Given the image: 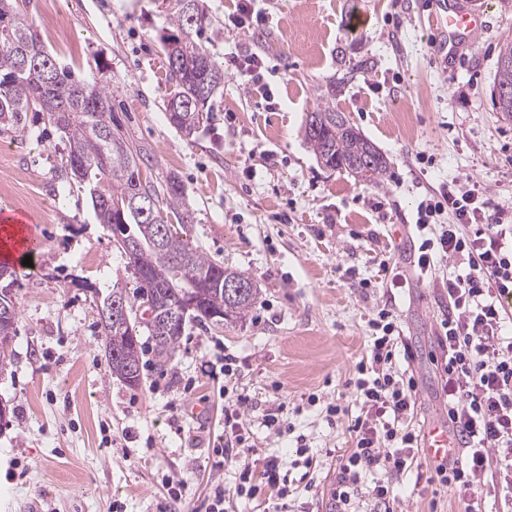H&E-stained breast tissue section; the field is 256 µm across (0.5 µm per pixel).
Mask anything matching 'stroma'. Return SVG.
Instances as JSON below:
<instances>
[{
  "label": "stroma",
  "instance_id": "1",
  "mask_svg": "<svg viewBox=\"0 0 512 512\" xmlns=\"http://www.w3.org/2000/svg\"><path fill=\"white\" fill-rule=\"evenodd\" d=\"M199 36L224 85L208 122L184 138L167 121L162 0H17L46 51L79 79L112 94L113 116L142 146L144 178L182 181L193 221L179 233L224 266L250 276L260 295L246 320L187 324L177 354L159 363L144 339L142 383L108 372L99 306L112 289L136 298L139 282L86 187L60 176L64 135L40 112L0 124V209L25 215L42 241L31 265L15 264L18 309L12 356L0 369V512H159L166 479L183 484L174 512H206L212 482L234 488L235 468L217 448L230 441L224 388L251 405L249 463L296 458L305 443L317 468L291 512H330L335 452L346 423L326 406H360L345 386L367 349L378 305L400 310L418 358L416 422L443 408L436 391V331L448 310L439 282L411 276L417 205L428 193L473 182L492 205L512 204V118L492 105L499 51L512 42V0H470L485 26L464 54L437 51L432 0H263L262 30L234 29L238 0H199ZM259 53L260 78L226 67ZM367 70L351 73L357 61ZM335 94L337 111L383 154L381 184L322 167L303 137L309 112ZM431 155L418 163L417 153ZM409 274L390 285L384 268ZM235 358L224 377V355ZM284 410L278 436L265 414ZM395 482L400 512H464L453 493Z\"/></svg>",
  "mask_w": 512,
  "mask_h": 512
}]
</instances>
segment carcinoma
<instances>
[{
	"label": "carcinoma",
	"instance_id": "cac0c4a2",
	"mask_svg": "<svg viewBox=\"0 0 512 512\" xmlns=\"http://www.w3.org/2000/svg\"><path fill=\"white\" fill-rule=\"evenodd\" d=\"M170 2L172 30L160 37L169 81L174 85L165 112L169 124L189 138L210 120L224 71L194 38L205 23L199 5L188 10L184 0ZM493 92L496 109L511 118V42L500 51ZM34 107L46 113L49 122L65 135L69 151L64 173L87 186L99 223L108 228L128 224L139 240L133 269L147 278L139 286L142 302L151 301L163 311L194 306L185 322L165 338L154 340L161 357L169 360L175 355L190 321L206 325L215 322L217 314L224 315L227 323L245 319L259 289L252 287L245 295L231 299L224 295V281L251 285L249 276L190 246L175 229L164 228L161 246L153 245L159 225L140 216L141 209L161 214L166 207L180 224L192 219L179 177L169 175L160 189L143 181L141 149L112 125V99L106 86L96 80L74 78L44 50L27 18L9 0H0V123L16 124ZM304 139L323 166L344 170L363 181L377 183L389 168L383 153L348 122L344 113L330 105L306 116ZM1 302L10 309L3 326L13 337L18 311L8 284L0 287ZM103 330L105 349L121 359L119 364L107 359L110 374L117 376L128 365L141 371L139 339L113 323L103 325Z\"/></svg>",
	"mask_w": 512,
	"mask_h": 512
}]
</instances>
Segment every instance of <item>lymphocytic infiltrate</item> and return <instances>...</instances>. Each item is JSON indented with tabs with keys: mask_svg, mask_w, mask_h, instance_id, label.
<instances>
[{
	"mask_svg": "<svg viewBox=\"0 0 512 512\" xmlns=\"http://www.w3.org/2000/svg\"><path fill=\"white\" fill-rule=\"evenodd\" d=\"M483 208L479 189L446 185L419 202L415 224L419 276L431 277L438 256L452 266L442 282L448 313L438 332L439 393L461 454L452 463L421 468V433L413 425L419 384L413 373L396 368L397 360L410 362L415 354L400 314L388 305L378 308L368 321V350L348 381L359 414L349 416L339 402L326 406L329 418L350 419L351 446L336 457L332 512H397L392 481L410 473L435 494L446 490L465 500L492 486L512 501V336L504 332L502 304L512 294V224L503 211L488 215ZM448 213L453 223H440ZM247 408L246 397H228L224 420L237 435L224 460L240 471L234 489L215 484L209 512H224L231 491L282 500L296 489L279 458L266 459L258 471L245 465L253 452L242 435Z\"/></svg>",
	"mask_w": 512,
	"mask_h": 512,
	"instance_id": "f902f5d3",
	"label": "lymphocytic infiltrate"
}]
</instances>
